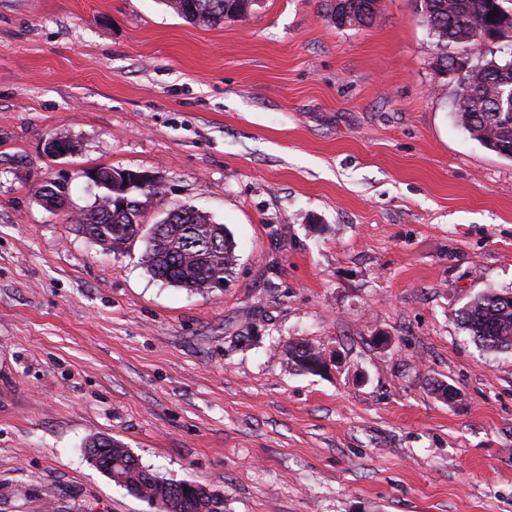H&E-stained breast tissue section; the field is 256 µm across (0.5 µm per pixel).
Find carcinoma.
Listing matches in <instances>:
<instances>
[{
  "instance_id": "carcinoma-1",
  "label": "carcinoma",
  "mask_w": 512,
  "mask_h": 512,
  "mask_svg": "<svg viewBox=\"0 0 512 512\" xmlns=\"http://www.w3.org/2000/svg\"><path fill=\"white\" fill-rule=\"evenodd\" d=\"M251 0H167L179 17L204 26L246 15ZM505 0H420L423 22L437 45H474L482 38H512V9ZM376 0H329L324 18L336 26H366L376 12ZM466 79L456 80V117L484 148L512 159V60L481 59L469 64ZM119 182L103 172L98 204L75 219L78 230L113 251L135 239V214L110 202L129 184L149 178L141 171H115ZM157 237L146 240L144 262L156 278L171 285L202 292L218 275L225 278L235 265V243L227 227L212 224L195 208L167 213ZM456 320L480 346L512 350V298L490 292L479 295L456 313ZM288 363L307 372L319 362L311 345L290 343ZM87 453L112 459V482L130 495L156 505L158 512H224V496L209 487L160 477L143 466L125 444L108 436L88 441Z\"/></svg>"
}]
</instances>
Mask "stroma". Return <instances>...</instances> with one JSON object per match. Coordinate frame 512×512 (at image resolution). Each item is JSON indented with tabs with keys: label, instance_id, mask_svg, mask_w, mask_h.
<instances>
[{
	"label": "stroma",
	"instance_id": "obj_1",
	"mask_svg": "<svg viewBox=\"0 0 512 512\" xmlns=\"http://www.w3.org/2000/svg\"><path fill=\"white\" fill-rule=\"evenodd\" d=\"M324 5L207 27L165 0H0V512H155L91 463L96 435L224 512H512V352L455 318L512 292V160L434 65L512 42L438 48L416 0L342 29ZM56 134L72 155L46 156ZM95 168L155 176L142 224L225 225L223 287L81 234ZM291 342L331 365L296 371Z\"/></svg>",
	"mask_w": 512,
	"mask_h": 512
}]
</instances>
